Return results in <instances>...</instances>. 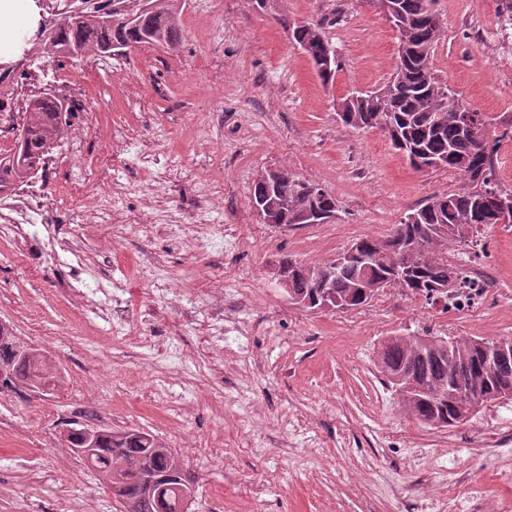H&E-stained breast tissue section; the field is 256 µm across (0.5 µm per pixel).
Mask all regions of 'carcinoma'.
<instances>
[{"instance_id":"obj_1","label":"carcinoma","mask_w":512,"mask_h":512,"mask_svg":"<svg viewBox=\"0 0 512 512\" xmlns=\"http://www.w3.org/2000/svg\"><path fill=\"white\" fill-rule=\"evenodd\" d=\"M129 0H112V8L102 5L85 14L78 28L59 27L57 46L78 44L96 54L112 53V42L131 47L151 43L174 46L181 38L178 12L170 0H157L155 10L142 15L135 30L100 23L106 15L122 17L137 12ZM399 12L394 27L407 39L405 54L398 57L397 73L401 80L396 94L380 91L361 92L357 98L348 96L337 101L341 121L354 129H379L393 148L404 151L410 165L416 169L442 167L463 178L465 187L446 196L433 197L400 223L394 225L391 238H362L367 255L377 260L365 267L352 262L331 277L329 292L336 298V307L355 309L367 303L360 294L362 279L368 276L385 280L397 268L406 277L395 285L408 296L426 299L448 283V277L459 278L458 267L448 263V256L433 254L421 260L406 250L410 240L421 239L426 246L442 238L450 243L467 244L482 227L483 205L491 196H507L508 192L494 183V156L499 139L487 138L488 117L462 103L447 84L433 73V52L443 30V19L436 0H397ZM291 44L301 49L313 62L317 75L327 85L334 81L339 63H328L330 43L323 36L321 24L305 22L288 27ZM64 104L53 96L40 98L35 109H29L13 151L0 154V188L12 181H22L41 160L63 129ZM312 183L284 172L273 188L254 183L251 199H263L279 224H297L305 209L336 210V200L322 188L311 191ZM287 272L283 291L290 297L313 296L317 271L327 264L310 265L291 257L278 262ZM508 340H485L467 336L439 338L433 348L422 345V337L406 336L401 340L382 343L378 351V366L392 391L398 394L401 407L422 425H428L433 410L422 400L408 397L402 391L405 382L426 389L427 393L447 404L448 426L460 423L457 393L461 389L482 390L485 386H512V349L506 360L497 359L498 347ZM35 381L51 386L56 373L49 360L30 356L19 363L11 376L0 380V391L15 385V381ZM156 437L137 429L108 431L100 446V454L86 465L105 480L114 496H130L129 484L136 472L148 470L154 474L177 473L164 491L168 512H185L189 482L182 473L175 453L148 452Z\"/></svg>"}]
</instances>
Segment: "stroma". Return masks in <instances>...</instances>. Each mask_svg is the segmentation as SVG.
<instances>
[{
    "mask_svg": "<svg viewBox=\"0 0 512 512\" xmlns=\"http://www.w3.org/2000/svg\"><path fill=\"white\" fill-rule=\"evenodd\" d=\"M173 47L140 46L111 68L95 55L46 57L43 33L0 59L10 90L0 137L15 147L31 96L83 72L90 95L74 120L82 145L59 140L43 173L66 194L81 175L101 181L103 157L126 163L120 233L74 222L65 206L43 221L83 242L91 269L127 285L124 334L86 322L60 272L32 248L0 242V321L46 352L58 383L0 391V512H57L60 491L80 512H118L84 497L82 462L65 433L79 421L137 428L178 456L197 492L192 512H512V445L473 448L471 434L512 430V399L453 428H425L397 403L376 365L389 336L512 338V223L489 231L479 257L496 280L475 313L397 288L354 310L291 304L271 274L293 257L333 260L364 237L383 238L462 177L413 169L379 130L336 114L355 90L382 87L397 34L378 0H176ZM512 0H437L444 19L435 76L486 112L501 134L495 172L512 192ZM323 24L341 62L323 85L288 40L285 22ZM282 169L337 202L327 224L279 228L256 217L260 171ZM223 302L232 325L221 348L171 318Z\"/></svg>",
    "mask_w": 512,
    "mask_h": 512,
    "instance_id": "stroma-1",
    "label": "stroma"
}]
</instances>
